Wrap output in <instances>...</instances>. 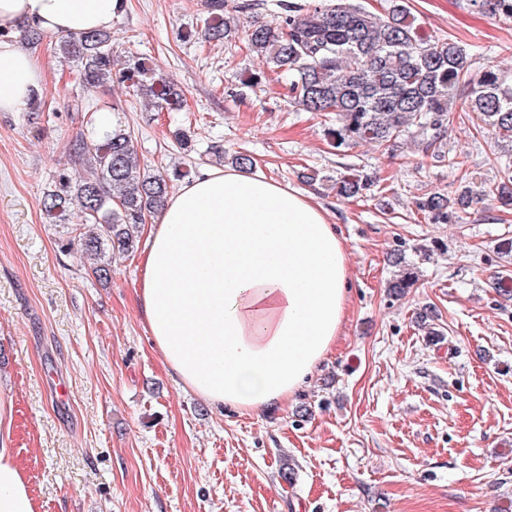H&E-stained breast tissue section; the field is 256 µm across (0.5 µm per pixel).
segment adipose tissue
Masks as SVG:
<instances>
[{"label":"adipose tissue","mask_w":512,"mask_h":512,"mask_svg":"<svg viewBox=\"0 0 512 512\" xmlns=\"http://www.w3.org/2000/svg\"><path fill=\"white\" fill-rule=\"evenodd\" d=\"M121 0H0V30L75 34L111 25ZM38 59L0 40V112L23 110ZM139 310L165 365L196 395L242 412L278 403L336 343L348 258L312 197L245 171L203 170L169 197L143 253ZM0 394V512H38Z\"/></svg>","instance_id":"ef3b65f1"}]
</instances>
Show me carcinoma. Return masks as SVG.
<instances>
[{"label": "carcinoma", "instance_id": "1", "mask_svg": "<svg viewBox=\"0 0 512 512\" xmlns=\"http://www.w3.org/2000/svg\"><path fill=\"white\" fill-rule=\"evenodd\" d=\"M478 11L512 19V0H470ZM243 0H208L209 16L204 39L221 41L237 26L234 14L253 10ZM284 12L279 22H255L246 32V48L271 67L288 75V96L307 112L336 113V127L327 134L336 147L369 143L393 152L408 134L419 136L424 153L436 152L447 136L452 112L475 115L474 126L512 147V74L493 69L474 72L475 58L452 38H435L410 19L403 0H393L383 18L353 0L328 5L278 0ZM42 30L30 25L20 35L35 50ZM62 53L77 62L80 81L87 90L118 80L141 95L156 100L160 110H178L183 92L160 77L149 84L151 71L143 59H130L114 70L112 39L104 29L59 39ZM468 95L457 104L459 85ZM91 135L70 144V152L84 165L74 180L64 172L53 177L43 207L51 218L78 213L76 225L81 254L88 271L100 281L112 279V254H128L138 245L139 229L167 203L171 177L164 170L140 167L132 134L115 123L99 129L91 122ZM500 182L483 197L503 207L512 206V161L500 162ZM369 183L344 178L336 192L353 197ZM416 208L435 223L451 217L448 197L432 194Z\"/></svg>", "mask_w": 512, "mask_h": 512}]
</instances>
